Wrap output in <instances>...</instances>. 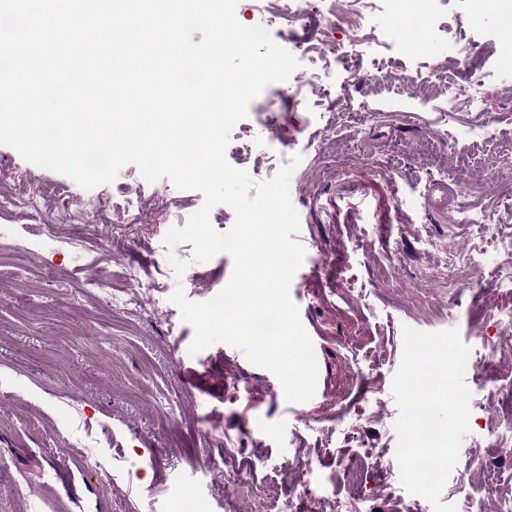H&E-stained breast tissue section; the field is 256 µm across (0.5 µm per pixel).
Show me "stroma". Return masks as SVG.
<instances>
[{
    "mask_svg": "<svg viewBox=\"0 0 512 512\" xmlns=\"http://www.w3.org/2000/svg\"><path fill=\"white\" fill-rule=\"evenodd\" d=\"M281 0H263L254 12L239 0L237 20L256 26L261 15L276 19L269 32L293 50L296 31L279 16ZM414 0H373L362 24L374 42L357 45L347 0H323L312 44L347 55L349 69H337L335 95L312 96L311 109L296 111L291 82L267 85L233 129L225 156L254 180L253 161L241 163L235 149L247 143L255 157L268 152L301 156L290 182L299 217L302 266L290 286L318 365L317 390L306 403L291 404L269 370L251 364L223 343L190 354L194 329L178 306L167 315L125 311L103 301L88 286L93 260L120 273L131 262H151L176 214L190 215L203 204L200 192L177 189L170 180H138L136 166H124L115 182L98 186L120 208L152 214L136 239L124 236L108 210L88 212L71 230L70 246H57L47 219L23 211L0 219V386L14 391L0 407V512H176L177 492L196 485L208 512H262L274 480L281 501L305 512L298 500V467L312 461L333 476L332 494L344 502L349 486L338 460L362 469L372 512H399L398 468L382 466L376 448L396 447L398 407L392 379L403 356V326L426 332L458 329L467 346L499 358V385L480 392L459 453L480 448L496 457L502 444L496 427L506 384L512 383V325L496 320L495 309L512 308V297L491 278L492 263L512 265V251L499 244L512 234V163L476 142L469 114L446 95L413 102L409 95H373L369 84L381 62L393 66L402 84L425 79L433 64L455 55L458 45H482L478 74L487 117L497 142L512 144V99L501 88L512 77V36L503 0H432L426 27L429 51L420 56L404 41L401 19ZM364 107L352 122L348 105ZM288 130V138L275 134ZM392 156V170L376 161ZM455 191L452 202L484 203L496 220L486 236L472 284L449 293L442 281L443 249L469 245L475 229L455 223L453 210L434 213L426 200L440 172ZM408 187L395 201L393 184ZM0 186L16 199L43 186L72 195V179L24 160L0 144ZM442 240L443 249L423 240ZM174 258L187 264L193 284L188 299L203 302L227 284L233 259L221 253L194 259L192 244L178 245ZM55 278L43 282L44 267ZM32 304L15 303L18 291ZM86 419L100 438L97 448L77 446L74 429ZM132 455V472L101 476L98 466L115 449ZM250 464V494L225 486L217 467L224 460ZM475 512H500L512 499V466L495 483L472 473ZM37 486L22 499L20 490Z\"/></svg>",
    "mask_w": 512,
    "mask_h": 512,
    "instance_id": "stroma-1",
    "label": "stroma"
}]
</instances>
